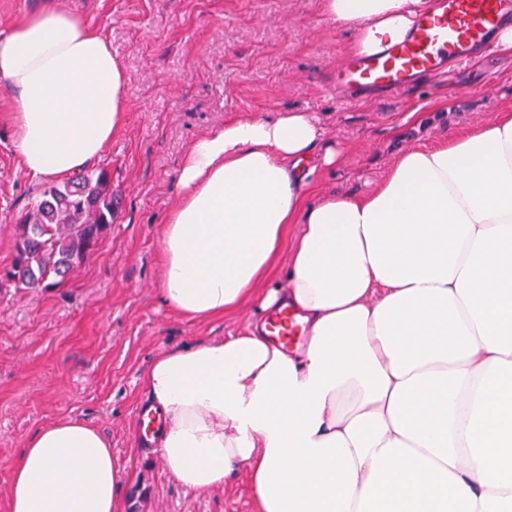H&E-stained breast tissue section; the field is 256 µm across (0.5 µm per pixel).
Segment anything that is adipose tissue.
Instances as JSON below:
<instances>
[{"label":"adipose tissue","mask_w":512,"mask_h":512,"mask_svg":"<svg viewBox=\"0 0 512 512\" xmlns=\"http://www.w3.org/2000/svg\"><path fill=\"white\" fill-rule=\"evenodd\" d=\"M433 0H322L349 51L403 41ZM24 172L67 179L127 121L112 44L55 5L0 37ZM323 132L252 116L194 140L164 215L161 295L194 321L255 302L290 310L302 345L255 323L169 349L142 384L184 488L249 479L256 512H512V111L394 160L369 195L309 202ZM297 234H290L291 226ZM123 470L97 429L33 433L8 512H119Z\"/></svg>","instance_id":"1"}]
</instances>
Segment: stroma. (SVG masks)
I'll list each match as a JSON object with an SVG mask.
<instances>
[{
  "label": "stroma",
  "mask_w": 512,
  "mask_h": 512,
  "mask_svg": "<svg viewBox=\"0 0 512 512\" xmlns=\"http://www.w3.org/2000/svg\"><path fill=\"white\" fill-rule=\"evenodd\" d=\"M102 30L126 77L123 133L97 161L118 208L112 226L68 279L36 290L0 287V512L26 440L74 418L98 429L124 465L121 512H253L243 471L194 493L144 451L136 413L142 377L162 351L245 330L260 315L190 321L161 297L160 226L176 202L188 145L225 122L282 111L313 114L340 150L318 170L322 193L360 197L413 146L432 147L512 109V50L453 62L392 103L337 89L351 29L321 0H55ZM20 167L0 118V271L11 267L19 218L41 190ZM146 492L139 510L134 488Z\"/></svg>",
  "instance_id": "stroma-1"
}]
</instances>
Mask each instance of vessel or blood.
I'll return each mask as SVG.
<instances>
[{
	"instance_id": "vessel-or-blood-1",
	"label": "vessel or blood",
	"mask_w": 512,
	"mask_h": 512,
	"mask_svg": "<svg viewBox=\"0 0 512 512\" xmlns=\"http://www.w3.org/2000/svg\"><path fill=\"white\" fill-rule=\"evenodd\" d=\"M508 20L512 0H436L406 39L379 53L343 61L336 68V81L398 98L418 76L440 70L448 60L463 62L480 52L491 53L494 31ZM268 329L287 347L300 337L298 324L285 310L270 319Z\"/></svg>"
}]
</instances>
